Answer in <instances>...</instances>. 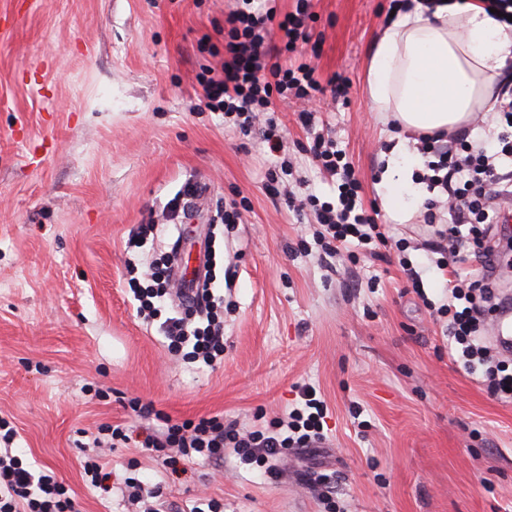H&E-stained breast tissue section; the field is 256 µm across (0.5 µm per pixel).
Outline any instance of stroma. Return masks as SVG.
I'll return each mask as SVG.
<instances>
[{
    "label": "stroma",
    "instance_id": "obj_1",
    "mask_svg": "<svg viewBox=\"0 0 512 512\" xmlns=\"http://www.w3.org/2000/svg\"><path fill=\"white\" fill-rule=\"evenodd\" d=\"M233 0H0V418L13 451L62 481L75 512H140L126 479L167 501L214 499L221 512H512V403L448 356L435 308L438 270L417 296L398 263H425L419 210L389 224L390 244L358 264L305 250L313 216L289 211L267 181L271 157L202 97L198 75L224 61ZM309 42L280 63L339 75L346 98L322 97L318 117L363 184L381 200L396 141L366 94L367 60L391 0H312ZM278 104L285 153L304 192L330 201L298 114ZM209 194L190 223L192 265L214 252L213 292L228 305L224 360L208 368L170 353L136 312L129 262L169 251L168 203L197 183ZM248 198L242 223L224 206ZM154 225L141 246L128 240ZM314 387L328 407L324 447L279 472L196 460L173 474L142 448L105 450L108 491L87 481L81 448L110 425L159 427L215 417L268 425ZM138 399L154 414L137 416ZM336 479L331 500L306 483Z\"/></svg>",
    "mask_w": 512,
    "mask_h": 512
}]
</instances>
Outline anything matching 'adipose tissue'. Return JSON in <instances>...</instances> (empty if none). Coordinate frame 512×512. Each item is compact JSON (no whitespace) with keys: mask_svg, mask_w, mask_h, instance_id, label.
Here are the masks:
<instances>
[{"mask_svg":"<svg viewBox=\"0 0 512 512\" xmlns=\"http://www.w3.org/2000/svg\"><path fill=\"white\" fill-rule=\"evenodd\" d=\"M512 59V28L488 11L485 0L422 5L398 13L377 38L367 64V97L382 125L431 134L463 129L476 110L493 109V94ZM420 157L398 155L384 172L385 211L401 219L404 195L424 203L412 180Z\"/></svg>","mask_w":512,"mask_h":512,"instance_id":"1","label":"adipose tissue"}]
</instances>
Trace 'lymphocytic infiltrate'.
<instances>
[{"mask_svg":"<svg viewBox=\"0 0 512 512\" xmlns=\"http://www.w3.org/2000/svg\"><path fill=\"white\" fill-rule=\"evenodd\" d=\"M310 9L311 0H296L294 11L280 18L270 0H237L224 19V63L200 80L206 97L242 135L261 136L275 159L268 170L273 181L293 168L282 157L283 138L273 117L276 99L309 102L325 93L338 99L349 90L346 81L336 76L320 82L310 63L288 66L276 61L280 50H294L298 42L309 40ZM299 119L313 133L309 147L313 158L323 171L338 176L340 184L331 202L286 190V206L296 213L313 209L318 224L313 240L325 256L344 253L354 260L376 255L388 241L379 211L364 207L359 179L335 141L317 131L314 113L301 111ZM496 125L497 134L487 142L470 141L465 130L448 140L440 134L418 136L417 150L424 157L418 179L429 192L424 223L448 225L425 243L437 270L448 274V302L439 308L448 318V353L468 372H481L488 393L511 403L512 365L482 338L500 304L497 283L487 275L472 279L463 272L470 260L489 267L502 257L494 226L500 209L512 205V100L500 105ZM172 281L169 259H160L147 285L133 290L137 313L144 321L154 320L161 305L178 298L173 316L163 323L169 350L186 351L189 359L215 367L224 359V323L217 313L224 300L213 294L210 279L187 292L172 291ZM300 397L302 407L263 430H228L210 417L166 424L145 433L140 445L160 454L163 465L172 470L197 457L220 466L228 452L244 466L269 465L289 451L316 447L324 438L325 402L307 386L301 388ZM15 435L1 418L0 440L6 448L0 452V512H72L67 490L54 474H33L12 454Z\"/></svg>","mask_w":512,"mask_h":512,"instance_id":"1","label":"lymphocytic infiltrate"}]
</instances>
